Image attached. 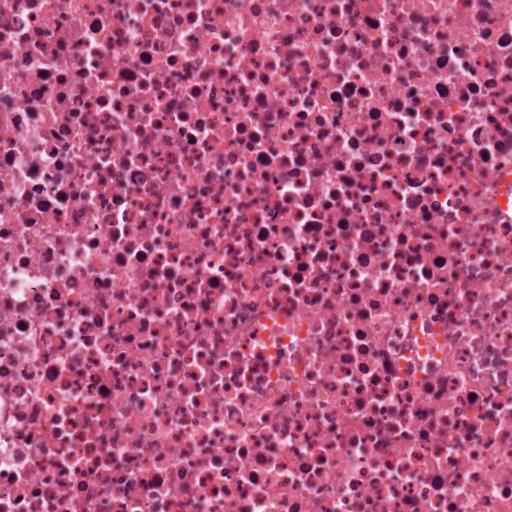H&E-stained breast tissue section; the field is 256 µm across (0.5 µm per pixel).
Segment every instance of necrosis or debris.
Instances as JSON below:
<instances>
[{
    "label": "necrosis or debris",
    "instance_id": "1",
    "mask_svg": "<svg viewBox=\"0 0 512 512\" xmlns=\"http://www.w3.org/2000/svg\"><path fill=\"white\" fill-rule=\"evenodd\" d=\"M512 0H0V512H512Z\"/></svg>",
    "mask_w": 512,
    "mask_h": 512
}]
</instances>
